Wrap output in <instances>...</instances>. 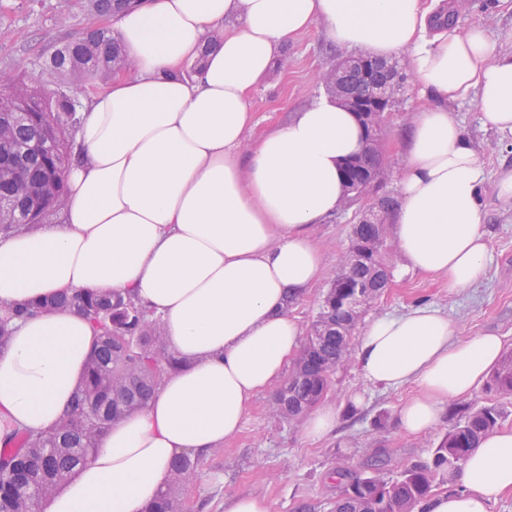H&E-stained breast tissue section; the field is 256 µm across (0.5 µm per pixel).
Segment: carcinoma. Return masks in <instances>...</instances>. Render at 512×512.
<instances>
[{
	"instance_id": "1",
	"label": "carcinoma",
	"mask_w": 512,
	"mask_h": 512,
	"mask_svg": "<svg viewBox=\"0 0 512 512\" xmlns=\"http://www.w3.org/2000/svg\"><path fill=\"white\" fill-rule=\"evenodd\" d=\"M91 11L112 16L132 0H87ZM121 64L108 27L86 29L68 39L46 59L47 70L91 83L107 78ZM384 79L380 71L366 76L346 70L339 81L344 93L354 98L368 95L370 86ZM81 99L77 96L49 98L43 88L21 85L0 96V236L35 233L49 214L62 209L73 148L79 124ZM30 112L35 120H10L17 111ZM24 154V164L15 158ZM41 188L40 208L30 224L15 223L17 208H25L30 192ZM389 225L362 224L360 237L368 244L367 261L349 269L352 283L370 285L372 304L387 280L382 262L383 241ZM336 292L330 283L312 321L306 342L288 378L282 384L285 406L270 405L273 415L296 420L309 413L324 396L337 369L349 363L346 349L360 316L329 303ZM61 308L82 313L92 325L97 340L83 382L71 407L47 430H22L0 447V512H39L41 504L59 490L74 469L86 463L102 437L122 416L146 409L163 377L181 365L168 350L161 321L137 299L116 293L91 291L62 294L35 305H23L0 316V352L7 349L12 323L25 316ZM337 324L345 332L325 333ZM490 386L512 396V351L501 356L490 376ZM501 412L495 405H480L448 432L426 461L401 464L386 476L345 473L347 483L336 497L335 512H414L431 493L436 477L453 482L469 451L500 426ZM174 474L168 491L145 512H182L179 492L198 473V460L180 456L172 465Z\"/></svg>"
}]
</instances>
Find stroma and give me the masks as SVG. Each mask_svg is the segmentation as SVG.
Listing matches in <instances>:
<instances>
[{
	"label": "stroma",
	"instance_id": "35a3bbf8",
	"mask_svg": "<svg viewBox=\"0 0 512 512\" xmlns=\"http://www.w3.org/2000/svg\"><path fill=\"white\" fill-rule=\"evenodd\" d=\"M453 25H483L490 33L512 27V12H498L490 0H471L467 12L453 14ZM101 16L85 10L75 0L67 16H60L57 0H0V70L14 71L23 81L37 73L33 62L45 58L72 35L103 24ZM345 51L332 48L321 27H313L297 41L284 45L274 72L250 94L257 124L251 132L259 137L286 123L293 112L326 89L317 75ZM420 101L413 83H406L384 132L383 144L395 172L378 190L379 195L400 198L396 172L404 163L403 132ZM454 115L472 139L485 184L483 224L489 250L484 275L470 287L452 289L443 277L419 273L397 275L399 258L394 238H387L382 257L393 268L387 287L363 315V322L384 315H399L429 305L455 323L461 337L496 333L512 350V204L498 199L500 172L512 169V134L485 128L473 104L455 105ZM362 200L339 210L313 230L322 255L317 284L290 308L302 327H309L331 279L341 266L352 228L368 209ZM415 392L414 386L398 389L366 383L356 362L339 368L322 399L323 405L340 408L333 432L312 442L302 433V420L287 421L269 412L274 391L257 395L248 409L242 431L220 449L199 460L196 480L182 490L183 512H224L226 498L253 495L264 498L271 512H332L343 484L337 467L351 474L368 475L373 465L398 459L423 461L460 419L463 405H496L502 427L512 429V397L489 391L479 382L464 401L449 404L439 424L430 432L411 436L401 432L393 418L399 405ZM361 396V407L345 411L352 396Z\"/></svg>",
	"mask_w": 512,
	"mask_h": 512
}]
</instances>
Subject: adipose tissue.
Instances as JSON below:
<instances>
[{"label":"adipose tissue","mask_w":512,"mask_h":512,"mask_svg":"<svg viewBox=\"0 0 512 512\" xmlns=\"http://www.w3.org/2000/svg\"><path fill=\"white\" fill-rule=\"evenodd\" d=\"M441 0H146L112 19L131 68L114 69L80 113L64 221L0 238V307L63 292L134 295L160 315L183 361L150 404L115 422L46 512H144L173 460L223 446L251 399L281 380L302 344L288 300L319 278L311 238L346 200L342 162L359 153L356 115L324 96L256 140L251 90L280 48L314 26L340 50L404 54L428 105L405 129L391 222L405 268L452 289L485 272L483 172L453 115L474 100L512 133V28L446 24ZM95 341L74 311L17 320L0 353V439L46 429L69 408ZM505 340L460 337L430 306L375 318L357 349L364 380L418 393L398 413L421 435L498 363ZM461 490L424 512H488L512 494V429L482 439Z\"/></svg>","instance_id":"1"}]
</instances>
